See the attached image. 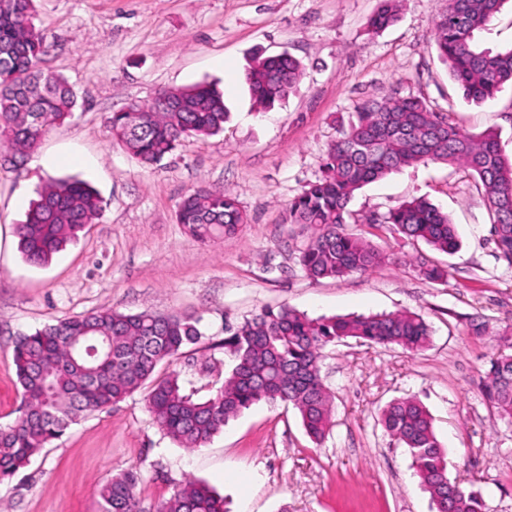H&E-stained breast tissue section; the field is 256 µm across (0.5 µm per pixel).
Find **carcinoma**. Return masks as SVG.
<instances>
[{"label":"carcinoma","instance_id":"cac0c4a2","mask_svg":"<svg viewBox=\"0 0 512 512\" xmlns=\"http://www.w3.org/2000/svg\"><path fill=\"white\" fill-rule=\"evenodd\" d=\"M401 0H383L369 21L377 32L395 23ZM506 0H448L433 44L449 63L464 95L492 98L512 82V48L493 52L476 42ZM34 0H0V144L24 160L56 125L71 117L77 97L67 79L46 66L49 43L34 23ZM305 64L293 56H258L246 73L254 102L262 111L294 92ZM165 105L133 102L108 123L115 140L143 167L153 169L187 138L224 131L227 112L220 92L208 83L164 89ZM463 167L481 184L493 215L499 259L512 268V163L500 153L492 131L472 135L443 118L418 97H372L356 121L327 150L324 171L288 205V223L306 231L298 263L313 280L366 273L386 259L362 235L347 229L348 206L364 185L418 163ZM103 199L86 181L52 179L16 225L20 249L37 265L76 241L99 219ZM176 222L200 241L232 235L247 215L232 194L197 187L184 196ZM403 237L452 255L460 248L448 215L424 199L403 202L383 219ZM419 276L447 280L448 270L415 259ZM424 319L410 311L372 316L311 318L289 306L266 307L230 330L221 346L231 358L221 386L206 399L185 393L181 373L158 378L159 366L199 342V319L192 316L103 310L60 320L14 340L13 358L21 403L27 411L0 426V482L12 479L46 444L61 437L79 418L101 411L150 385L148 409L161 430L180 447L193 450L221 432L226 422L260 402H282L300 415L319 444L331 427V394L320 374L323 349L346 338L421 351L430 344ZM486 402L512 422V354L490 362L484 373ZM380 424L406 448L436 512H448V498L460 512H484L481 492L448 477L446 452L432 417L417 400L388 403ZM138 473L128 468L98 490V512H143L136 493ZM158 512H227L224 498L203 482L189 479Z\"/></svg>","mask_w":512,"mask_h":512}]
</instances>
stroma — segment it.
<instances>
[{
	"label": "stroma",
	"mask_w": 512,
	"mask_h": 512,
	"mask_svg": "<svg viewBox=\"0 0 512 512\" xmlns=\"http://www.w3.org/2000/svg\"><path fill=\"white\" fill-rule=\"evenodd\" d=\"M34 5L51 44L46 64L74 85L78 108L35 149L48 166L0 165V425L19 415L16 335L94 311L201 316L204 335L173 358L176 371L205 357L227 368L225 327L266 306L314 318L410 310L423 316L431 341L419 353L355 338L327 346L321 376L332 426L319 444L293 407L261 401L189 451L164 435L146 391H137L81 419L0 483V512H94L99 487L131 466L144 512H156L189 477L224 495L230 512H433L410 454L378 422L386 404L406 396L431 414L449 478L480 491L487 512H512V423L487 404L482 387L501 352L495 334H512V268L497 255L477 180L429 162L357 191L349 228L390 257L366 275L307 278L298 265L304 238L286 221L289 202L320 176L328 144L371 96H415L470 133L496 131L512 160V84L485 101L466 99L431 45L448 0H404L399 20L379 32L367 21L381 0ZM283 51L303 61L305 75L281 105L257 111L245 81L251 59ZM200 82L224 94L223 133L183 141L154 170L113 141L111 113ZM66 177L90 182L104 211L48 264H29L14 227L48 180ZM200 185L235 196L247 224L207 242L188 235L175 211ZM414 198L448 213L458 252L368 225ZM420 256L446 266L447 280L418 277L411 262ZM476 317L487 320L488 334L472 331Z\"/></svg>",
	"instance_id": "1"
}]
</instances>
